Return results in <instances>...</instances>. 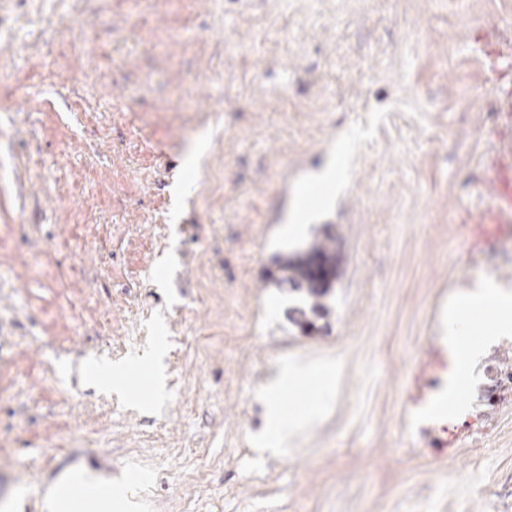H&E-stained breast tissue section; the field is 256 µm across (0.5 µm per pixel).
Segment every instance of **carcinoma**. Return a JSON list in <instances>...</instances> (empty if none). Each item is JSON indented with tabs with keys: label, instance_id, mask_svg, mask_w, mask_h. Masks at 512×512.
<instances>
[{
	"label": "carcinoma",
	"instance_id": "carcinoma-1",
	"mask_svg": "<svg viewBox=\"0 0 512 512\" xmlns=\"http://www.w3.org/2000/svg\"><path fill=\"white\" fill-rule=\"evenodd\" d=\"M340 256L336 233L326 231L306 249L276 260V269L265 282L275 288H289L300 294L299 303L288 309V319L305 332L317 329L316 322L325 320L332 308L327 299L339 275Z\"/></svg>",
	"mask_w": 512,
	"mask_h": 512
}]
</instances>
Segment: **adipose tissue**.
Masks as SVG:
<instances>
[{
	"instance_id": "obj_1",
	"label": "adipose tissue",
	"mask_w": 512,
	"mask_h": 512,
	"mask_svg": "<svg viewBox=\"0 0 512 512\" xmlns=\"http://www.w3.org/2000/svg\"><path fill=\"white\" fill-rule=\"evenodd\" d=\"M484 308L497 312L495 321L485 330L486 335L512 334V295L491 284L480 285L467 299L451 308L448 312V341L452 348L449 396H456L466 388L471 366L481 352L479 341L461 328L459 318L464 311ZM309 384L314 385V393L302 403L297 413H288L282 402L283 396ZM336 388L335 362L298 364L284 370L265 392L269 432L274 441L283 442L294 432L307 427L325 406L334 401ZM123 499L121 487H104L95 479L80 474L75 480L67 479L57 485L47 495L45 507L47 512H112L113 505Z\"/></svg>"
}]
</instances>
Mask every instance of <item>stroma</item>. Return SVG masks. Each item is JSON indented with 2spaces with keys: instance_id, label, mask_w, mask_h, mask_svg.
<instances>
[{
  "instance_id": "1",
  "label": "stroma",
  "mask_w": 512,
  "mask_h": 512,
  "mask_svg": "<svg viewBox=\"0 0 512 512\" xmlns=\"http://www.w3.org/2000/svg\"><path fill=\"white\" fill-rule=\"evenodd\" d=\"M81 25L49 45L40 17ZM0 504L60 477L128 481L138 512H512V411L452 457L418 430L425 345L512 263L474 223L505 97L482 54L512 0H0ZM342 158L309 225L341 258L325 332L263 285L301 187ZM160 358L149 403L95 365ZM330 359L335 400L266 450L262 394ZM132 369L127 368V366H116L113 369L110 367H96L90 372L91 380L104 387L126 390V378Z\"/></svg>"
}]
</instances>
